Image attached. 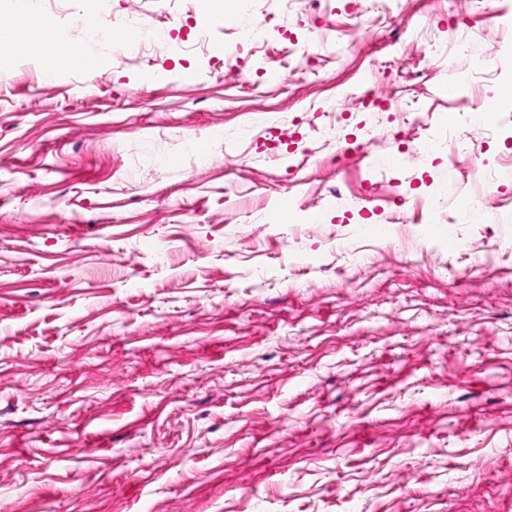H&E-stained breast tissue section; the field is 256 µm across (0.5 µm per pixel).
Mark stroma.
I'll list each match as a JSON object with an SVG mask.
<instances>
[{"label": "stroma", "instance_id": "1", "mask_svg": "<svg viewBox=\"0 0 512 512\" xmlns=\"http://www.w3.org/2000/svg\"><path fill=\"white\" fill-rule=\"evenodd\" d=\"M106 2L212 48L0 88V512H512V0Z\"/></svg>", "mask_w": 512, "mask_h": 512}]
</instances>
